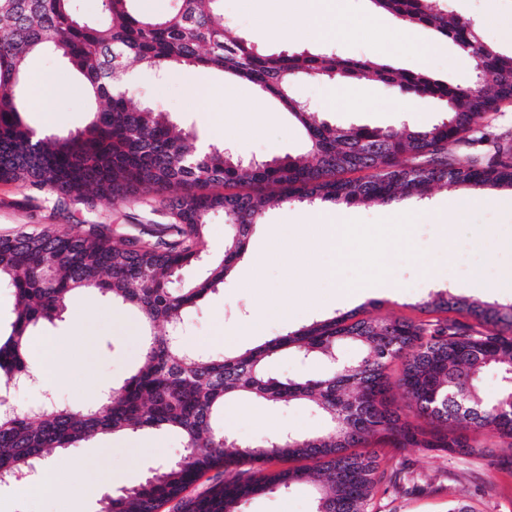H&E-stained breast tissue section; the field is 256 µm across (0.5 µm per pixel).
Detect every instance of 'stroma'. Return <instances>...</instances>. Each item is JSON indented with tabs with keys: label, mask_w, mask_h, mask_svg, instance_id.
Instances as JSON below:
<instances>
[{
	"label": "stroma",
	"mask_w": 512,
	"mask_h": 512,
	"mask_svg": "<svg viewBox=\"0 0 512 512\" xmlns=\"http://www.w3.org/2000/svg\"><path fill=\"white\" fill-rule=\"evenodd\" d=\"M224 19L231 35L256 34L262 14L283 10L281 0H259L248 6L244 0H223ZM454 13L477 21L484 41L503 52L512 51V36L500 19L512 15V0H499V16H492L489 0H448ZM304 5L287 10L290 30L283 37H265L266 53L314 51L332 47L345 57L362 58L409 71L425 70L452 84L468 82L474 75V60L453 44L442 54L419 58L403 47L404 38L420 42L432 39L431 30L409 27L393 31V19L380 14L372 25L359 31H345L330 40L310 36ZM136 105H148L168 113L173 125L192 132L199 142L232 144L244 159L274 156H304L306 136L302 127L274 97H267V115L260 129L243 132L252 116L258 92L249 83L235 80L217 70L201 68L154 71L130 69ZM26 82H50L64 86L55 101L58 130L77 131L90 118L92 103L85 95L82 76L52 52L34 55L28 61ZM295 95L306 101L322 119L342 125L399 128L409 120L428 125L443 116L442 106L433 100L415 102L412 112L398 107V99L384 86L370 81L332 86L328 81L301 80ZM457 189L432 186L418 203L360 204L345 206L342 218L356 225L366 265L382 266L392 284L388 293L372 292L345 302H337L336 288L315 278L321 256L308 238V226L320 212V205L278 201L265 211V225L253 231L246 256L237 263L224 286L208 294L184 324L187 345L209 355H231L271 338L323 320L355 311L371 318L405 317L430 320L420 305L428 295L447 290L457 295L485 301L512 303V191L486 189L476 195L463 220H456L448 206L458 197ZM405 222H398V212ZM150 215L145 204L98 201L93 211L60 208L54 198L14 183L0 182V233L32 232L46 224H65L82 230L92 222L135 224ZM491 232L482 249L493 267L485 282L457 267L443 275L427 276L421 262L436 265L441 235L455 243L473 240L476 225ZM388 239V249H380L379 239ZM263 254L259 269H251L249 259ZM366 265L344 268L345 279L358 281ZM274 302L287 308V317L269 316L256 321L262 303ZM57 346L45 353L44 342ZM144 345L135 310L113 305L99 294H83L70 305L63 321L36 331L29 341V360L39 370L62 367L68 370L65 383L54 391L57 401L72 406L97 402L104 388L121 385L137 368ZM223 425L241 442L274 437L291 430L298 433L324 432L326 424L315 411L302 406H268L249 397L224 404ZM183 450V440L171 430L143 429L120 439L102 435L72 452L56 456L55 465L71 492L70 501L36 499L20 486H0V512H70L73 502H85L88 512H96L107 487L104 472L116 473L114 488L138 485L148 469L172 461ZM381 458H404L427 478L428 486L407 497L376 495L373 512H447L454 497L468 500L476 512H512V476L496 471L486 462L469 458L455 460L423 453L414 448L375 446ZM242 512H313L307 487L259 496L248 501Z\"/></svg>",
	"instance_id": "obj_1"
}]
</instances>
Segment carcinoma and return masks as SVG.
Masks as SVG:
<instances>
[{
	"label": "carcinoma",
	"mask_w": 512,
	"mask_h": 512,
	"mask_svg": "<svg viewBox=\"0 0 512 512\" xmlns=\"http://www.w3.org/2000/svg\"><path fill=\"white\" fill-rule=\"evenodd\" d=\"M133 0H100L102 21L77 15V0H0V181L21 182L65 206L92 208L100 199L133 202L154 196L158 219L119 232L64 224L0 235V282L16 296L10 334L0 338V384L35 373L28 340L62 317L80 292L100 293L137 310L149 331L140 366L96 405L48 409L0 408V484L34 479L54 453L100 434L174 428L184 439L174 462L149 470L145 483L107 493L99 512H160L205 472L234 475L193 500L188 512H239L260 495L312 486L315 512H370L383 487L413 494L418 477L396 461L386 467L366 451L374 442L419 448L450 458L491 457L512 473V304L481 302L448 291L429 295L423 308L458 318L414 321L356 318L350 312L314 321L239 355L203 356L171 340L188 314L230 276L262 223L271 189L281 200L335 205L417 199L433 185L512 190V131L488 120L512 103V52L484 42L477 23L448 13L444 0H371L411 26L451 40L476 63L475 79L450 84L425 72L343 58L333 52L267 54L257 36L229 38L221 0H175L173 12L143 16ZM50 48L84 78V89L106 104L76 133L36 137L22 113L21 82L28 58ZM154 69L222 71L279 99L303 126L310 159L289 155L246 163L224 148L202 150L179 134L168 114L131 105L124 76L133 64ZM372 75L389 91L436 99L448 117L398 130L339 125L296 99L301 77L351 80ZM454 145L457 153L448 151ZM362 172L358 179L344 174ZM224 212V255L207 277L172 290L185 265L202 260L209 217ZM343 345L358 348L349 363ZM294 351L317 359L322 373L281 379L267 362ZM400 366L396 381L391 369ZM487 369L501 377L485 396L478 380ZM397 385L410 400L407 421L389 398ZM248 395L271 405L304 403L329 426L326 437L286 435L243 444L224 431V400ZM313 462L269 471L273 459Z\"/></svg>",
	"instance_id": "cac0c4a2"
}]
</instances>
